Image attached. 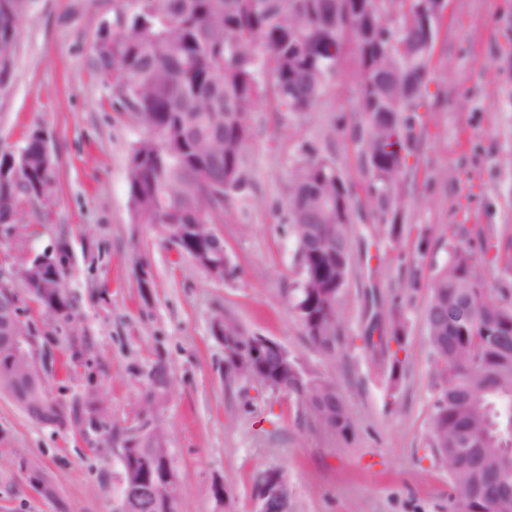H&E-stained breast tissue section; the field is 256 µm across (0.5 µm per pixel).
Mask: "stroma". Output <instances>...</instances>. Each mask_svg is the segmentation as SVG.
Instances as JSON below:
<instances>
[{
	"instance_id": "35a3bbf8",
	"label": "stroma",
	"mask_w": 512,
	"mask_h": 512,
	"mask_svg": "<svg viewBox=\"0 0 512 512\" xmlns=\"http://www.w3.org/2000/svg\"><path fill=\"white\" fill-rule=\"evenodd\" d=\"M113 18V0H34L14 78L0 92V146L18 148L39 123L57 162L50 221L0 241V259L12 264L44 251L67 255L75 320L26 311L52 338V394L67 403L96 389L103 419L128 438L164 425L181 512H256V479L270 468L288 479L291 512H454L448 467L428 444L438 389L424 311L449 240H489L512 259V0L448 2L422 133L408 159L401 239L374 231L380 206L356 135L364 118L355 55L313 111L262 105L252 122L249 191L228 203L231 218L216 227L237 271L221 282L134 221L128 156L144 131L113 106L92 67L98 26ZM312 147L335 162L353 204L352 274L337 305L346 346L333 357L309 342L288 309L300 278L288 187ZM503 260L484 269L496 297L512 296V267ZM144 264L148 289L140 282ZM394 306L407 341L399 354L405 376L393 387L383 372L388 353L366 348L363 338L385 335ZM222 311L336 382L353 434L331 433L286 393L226 380L224 347L212 332ZM75 335L86 339L78 355L70 348ZM160 361L170 385L157 394L149 374ZM23 460L45 472L56 498L31 486ZM120 471L100 431L36 424L0 395V512H57L60 498L75 512H115Z\"/></svg>"
}]
</instances>
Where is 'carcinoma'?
<instances>
[{
    "label": "carcinoma",
    "mask_w": 512,
    "mask_h": 512,
    "mask_svg": "<svg viewBox=\"0 0 512 512\" xmlns=\"http://www.w3.org/2000/svg\"><path fill=\"white\" fill-rule=\"evenodd\" d=\"M33 0H0V86L13 80L18 27ZM404 0H379L358 9L354 0H116L115 20L98 27L93 64L121 103L147 129L128 157V195L136 223L167 235L173 224L194 227L179 254L207 244L208 225L228 217L224 204L249 187L247 153L253 112L264 102L305 112L323 102L342 58L355 46L360 60L358 111L365 115L363 152L381 204L406 197L407 158L421 126L432 47L421 25L404 22ZM47 130L33 126L15 153L17 178L0 172V225L19 235L26 206L55 186L56 162L46 153ZM289 220L301 279L289 291L290 309L304 335L326 355L336 353L337 303L350 275L351 202L331 159L308 152L295 166L288 194ZM454 242L430 285L426 327L439 384L430 447L448 465L453 500L470 512H512L502 484L492 478L512 455V300L491 296L483 269L498 255ZM48 273L23 264L16 270L19 299L70 322L74 306L63 283L64 252L51 253ZM226 378L240 377L271 392L288 388L302 408L345 438L354 423L336 383L305 370L293 358L264 354L227 314ZM389 336L363 337L371 347L401 344V325ZM0 376L6 395L35 423L59 429L87 420L104 429L106 448L120 445L122 489L139 480L177 477L156 424L136 442L104 427L93 414L95 392L70 403L47 383L31 392L11 387L29 364Z\"/></svg>",
    "instance_id": "carcinoma-1"
}]
</instances>
